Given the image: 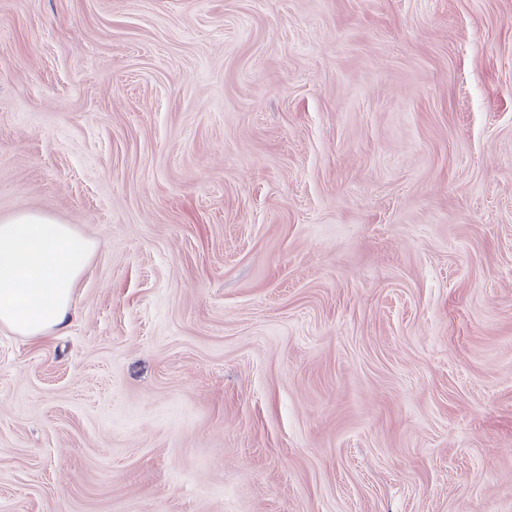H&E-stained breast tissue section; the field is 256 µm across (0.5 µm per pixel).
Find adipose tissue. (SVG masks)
<instances>
[{
    "label": "adipose tissue",
    "instance_id": "1",
    "mask_svg": "<svg viewBox=\"0 0 512 512\" xmlns=\"http://www.w3.org/2000/svg\"><path fill=\"white\" fill-rule=\"evenodd\" d=\"M96 248L73 225L41 213L0 220V325L22 336L63 327Z\"/></svg>",
    "mask_w": 512,
    "mask_h": 512
}]
</instances>
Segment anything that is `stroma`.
Wrapping results in <instances>:
<instances>
[{"label":"stroma","instance_id":"stroma-1","mask_svg":"<svg viewBox=\"0 0 512 512\" xmlns=\"http://www.w3.org/2000/svg\"><path fill=\"white\" fill-rule=\"evenodd\" d=\"M0 512H512V0H0ZM96 248L73 225L45 214L0 220V324L21 336L63 327Z\"/></svg>","mask_w":512,"mask_h":512}]
</instances>
